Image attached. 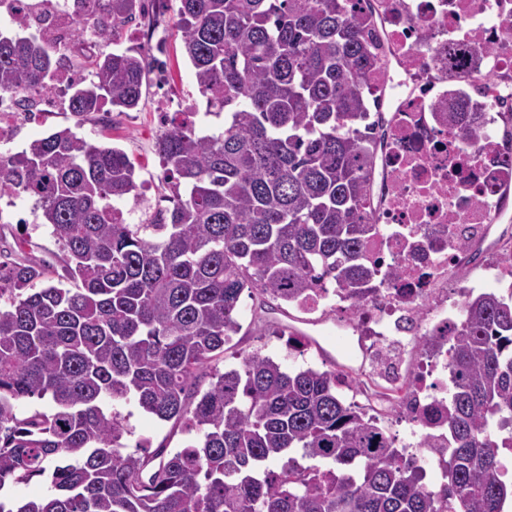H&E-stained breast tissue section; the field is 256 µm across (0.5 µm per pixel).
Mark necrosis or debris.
Returning a JSON list of instances; mask_svg holds the SVG:
<instances>
[{"label":"necrosis or debris","mask_w":512,"mask_h":512,"mask_svg":"<svg viewBox=\"0 0 512 512\" xmlns=\"http://www.w3.org/2000/svg\"><path fill=\"white\" fill-rule=\"evenodd\" d=\"M95 0H0V18L23 23L48 47L78 49L81 20ZM384 67L367 83L383 116L372 186L378 232L366 257L382 283L365 301V323L351 326L361 354L403 332L404 318L438 296L463 256L464 242L489 240L494 225L512 222V145L495 128L512 110V0H370ZM433 46L438 56L425 49ZM465 46L461 66H449L448 48ZM76 72L58 67L22 94L0 96V144L14 141L17 127L59 104ZM478 89L470 111L480 113L479 155L448 130L449 97ZM445 351L415 372L398 353L373 390L395 404L412 435L427 440L428 456L448 467L447 396L435 381L447 380Z\"/></svg>","instance_id":"1"}]
</instances>
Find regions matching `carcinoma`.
I'll use <instances>...</instances> for the list:
<instances>
[{
  "instance_id": "obj_1",
  "label": "carcinoma",
  "mask_w": 512,
  "mask_h": 512,
  "mask_svg": "<svg viewBox=\"0 0 512 512\" xmlns=\"http://www.w3.org/2000/svg\"><path fill=\"white\" fill-rule=\"evenodd\" d=\"M136 0H102L117 26ZM177 24L201 94L224 128L182 120L157 141L185 196L155 224L116 207L137 189L118 147L70 127L0 160V196L35 198L66 252L56 269L0 261V512H502L512 495V291L467 293L448 334L447 482H423L336 372L288 371L253 352L217 369L242 329L244 290L285 304L331 284L351 310L377 271L369 197L375 130L364 85L383 68L372 16L345 0H180ZM52 56L0 33V95L37 85ZM148 56L96 60L70 88L76 117L136 108ZM448 100V130L480 125ZM212 374L206 390L198 379ZM47 398L50 412H16ZM135 399L196 439L125 451L115 405ZM302 457L327 463L304 466ZM41 477L49 494L3 498Z\"/></svg>"
}]
</instances>
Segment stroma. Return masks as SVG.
<instances>
[{
	"label": "stroma",
	"instance_id": "35a3bbf8",
	"mask_svg": "<svg viewBox=\"0 0 512 512\" xmlns=\"http://www.w3.org/2000/svg\"><path fill=\"white\" fill-rule=\"evenodd\" d=\"M179 5V0H137L134 21L99 43L103 54L131 49L156 58L138 110H104L78 119L61 106L43 113L40 121L22 126L17 137L23 146L68 126L89 143L121 148L137 176L136 194L124 207L130 224L149 223L157 210L173 206L174 180L156 150L157 140L172 121L182 120L184 113L206 110L177 25ZM0 251L53 267L60 266L64 258L50 226L39 223L28 199L17 200L13 214L0 217ZM259 302L258 296L242 295V330L225 346L219 369L236 367L244 354L256 351L272 355L290 370L307 366L334 370L346 363L347 351L329 341L336 332L335 312L304 313L294 307L285 313L277 309L264 312ZM120 411L131 430L124 438L128 449L163 447L172 452L188 439L182 424L144 414L136 404L122 405Z\"/></svg>",
	"mask_w": 512,
	"mask_h": 512
}]
</instances>
